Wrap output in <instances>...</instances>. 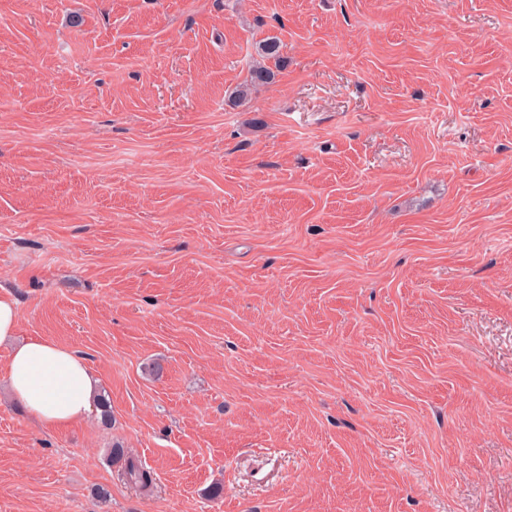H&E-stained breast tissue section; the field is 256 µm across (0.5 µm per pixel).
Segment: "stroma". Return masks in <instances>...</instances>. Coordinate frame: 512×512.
<instances>
[{"label": "stroma", "instance_id": "35a3bbf8", "mask_svg": "<svg viewBox=\"0 0 512 512\" xmlns=\"http://www.w3.org/2000/svg\"><path fill=\"white\" fill-rule=\"evenodd\" d=\"M0 282V512H512V0H0ZM282 44L277 37H268L258 46V54L261 58L252 66L249 71V77L245 82L236 87L233 94L229 96L228 102L238 107L244 105L252 90L257 87L270 84L275 79L276 73L267 65V62H273L276 66L283 59L281 55ZM18 325L17 302L11 292L0 285V343L14 340ZM12 396L47 430L83 422L93 410L98 380L87 360L51 340L13 345L4 367Z\"/></svg>", "mask_w": 512, "mask_h": 512}]
</instances>
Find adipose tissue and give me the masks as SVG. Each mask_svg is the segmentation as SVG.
I'll return each mask as SVG.
<instances>
[{
    "label": "adipose tissue",
    "mask_w": 512,
    "mask_h": 512,
    "mask_svg": "<svg viewBox=\"0 0 512 512\" xmlns=\"http://www.w3.org/2000/svg\"><path fill=\"white\" fill-rule=\"evenodd\" d=\"M18 325L17 302L0 285V343L13 344L0 375L12 396L45 429L83 422L93 410L98 384L87 360L45 338L17 341Z\"/></svg>",
    "instance_id": "obj_1"
}]
</instances>
